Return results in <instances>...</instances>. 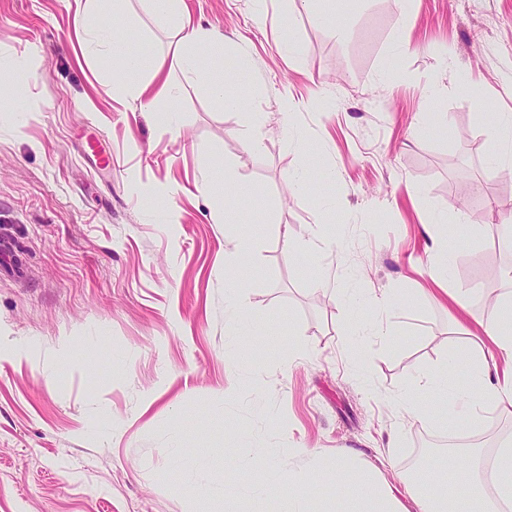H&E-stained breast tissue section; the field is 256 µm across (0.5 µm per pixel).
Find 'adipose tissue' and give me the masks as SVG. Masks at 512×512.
<instances>
[{"instance_id":"ef3b65f1","label":"adipose tissue","mask_w":512,"mask_h":512,"mask_svg":"<svg viewBox=\"0 0 512 512\" xmlns=\"http://www.w3.org/2000/svg\"><path fill=\"white\" fill-rule=\"evenodd\" d=\"M150 13L171 25L176 33L173 60L187 77L200 80L215 101L228 110L240 108L241 101L226 96L224 83V37L222 34L192 24L186 16L185 0H146ZM74 27L82 57L86 63L101 59L112 62V89L116 96L129 93L144 95L149 87L148 73L157 66L151 55L128 51L122 31L95 22L100 0H75ZM242 276L231 282L226 309L229 336H264L267 328L245 308L242 302ZM483 341L475 333L464 332L460 350H448L438 367L420 374L415 387L401 391L396 401L411 418H425L420 393L443 396V416L448 421H466L478 426L487 415L512 416V291L499 295L493 313L480 322ZM465 355V385L449 387L448 371L455 366L458 355ZM459 456L467 464L458 471L466 487L463 498L452 497L447 485L438 483L435 462H427L412 471L404 481V497H396L382 484L375 470L356 455L339 454L333 474H324L318 455L300 451L301 462L282 468L277 454L271 453L252 464L256 475L242 486L245 494L262 495L269 482L288 489L284 512H312L319 485L329 482L361 506L360 512H407L403 499H410L417 512H507L512 507V439L499 441L490 453L488 469L470 463L471 449L462 448Z\"/></svg>"}]
</instances>
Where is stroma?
<instances>
[{
  "label": "stroma",
  "instance_id": "obj_1",
  "mask_svg": "<svg viewBox=\"0 0 512 512\" xmlns=\"http://www.w3.org/2000/svg\"><path fill=\"white\" fill-rule=\"evenodd\" d=\"M185 3L244 64L228 84L244 105L224 110L173 69L172 29L128 0L179 97L162 126L83 61L69 0H0V512H277L278 498L235 497L249 468L226 465L228 441L284 466L303 448L329 469L349 449L402 494L418 449L448 434L393 398L456 331L426 293L424 222L460 228L451 285L474 289L476 318L512 286L508 216L488 207L512 203V171L488 162L493 114L512 109V0H378L321 19L299 0ZM15 71L29 75L20 108ZM228 164L255 190L245 206L202 187L203 168ZM321 218L340 254L299 255ZM241 234L261 242L247 304L278 335L251 337L258 359L231 378L225 261ZM383 292L393 303L373 307ZM354 314L393 342L351 335ZM178 439L198 465L174 456Z\"/></svg>",
  "mask_w": 512,
  "mask_h": 512
}]
</instances>
